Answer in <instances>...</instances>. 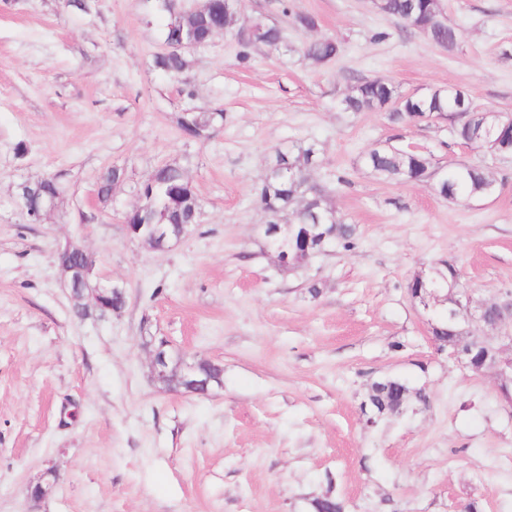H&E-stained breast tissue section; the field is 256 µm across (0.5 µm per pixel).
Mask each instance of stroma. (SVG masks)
<instances>
[{
    "mask_svg": "<svg viewBox=\"0 0 512 512\" xmlns=\"http://www.w3.org/2000/svg\"><path fill=\"white\" fill-rule=\"evenodd\" d=\"M242 0L239 22L282 29L248 61L216 35L188 53L182 80L153 67L163 21L147 0H0V512H512V412L495 370L475 374L438 349L437 314L407 285L454 264L469 295L512 290V159L463 144L442 121L391 124L339 103L361 79L404 94L461 88L512 113V0H443L461 43L448 51L372 0ZM314 16L305 29L294 15ZM341 53L314 67L308 42ZM223 110L211 139L183 135V110ZM316 143L313 180L356 225L355 248L283 267L255 202L273 148ZM442 166L488 171L493 194L450 202L430 182L376 179L362 159L386 144ZM25 153H17V145ZM181 164L199 224L163 251L128 238L122 216L164 162ZM126 179L100 204L107 167ZM344 174L349 185L336 184ZM54 175L57 208L32 224L15 187ZM126 292L120 312L77 316L61 283L66 243ZM320 293L311 296L309 283ZM223 368L208 395L157 382L154 341ZM422 389L403 414L367 425L369 384ZM45 500L27 488L46 468Z\"/></svg>",
    "mask_w": 512,
    "mask_h": 512,
    "instance_id": "35a3bbf8",
    "label": "stroma"
}]
</instances>
